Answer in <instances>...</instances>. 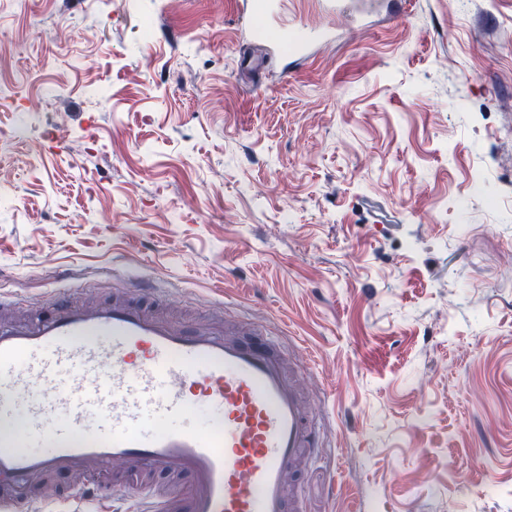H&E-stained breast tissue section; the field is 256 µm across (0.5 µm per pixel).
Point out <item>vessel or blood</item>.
<instances>
[{
  "label": "vessel or blood",
  "instance_id": "vessel-or-blood-1",
  "mask_svg": "<svg viewBox=\"0 0 512 512\" xmlns=\"http://www.w3.org/2000/svg\"><path fill=\"white\" fill-rule=\"evenodd\" d=\"M254 8V35L284 58L326 37L281 22L285 0ZM148 295L129 286L96 304L58 298L25 322L0 299V512H21L31 483L62 471L83 473V503L103 502L116 461L134 479L137 512H298L286 475L313 454L316 433L280 353L154 316ZM198 408L212 414L209 433L181 423ZM153 468L187 477L184 493L160 498L137 483Z\"/></svg>",
  "mask_w": 512,
  "mask_h": 512
}]
</instances>
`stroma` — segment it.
Wrapping results in <instances>:
<instances>
[{
    "label": "stroma",
    "instance_id": "1",
    "mask_svg": "<svg viewBox=\"0 0 512 512\" xmlns=\"http://www.w3.org/2000/svg\"><path fill=\"white\" fill-rule=\"evenodd\" d=\"M0 0V294L151 281L278 335L302 512H512V0ZM286 2L284 0H257L254 4L255 13L263 19L260 26L252 29V33L265 41L273 52L281 53L288 60L302 57L309 45L327 37L325 31L307 29L296 34L298 46L290 49L288 38L294 32V26L290 23L278 22L284 12Z\"/></svg>",
    "mask_w": 512,
    "mask_h": 512
}]
</instances>
